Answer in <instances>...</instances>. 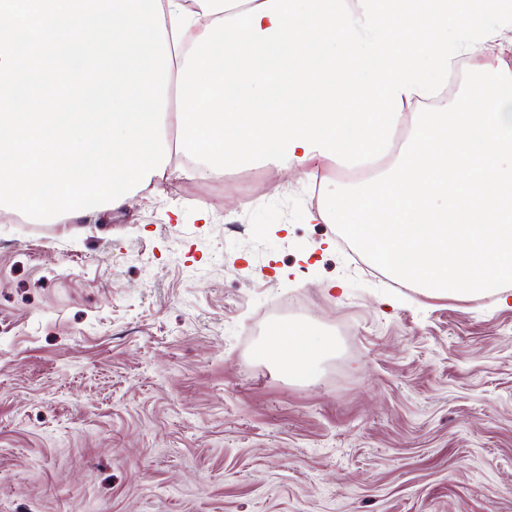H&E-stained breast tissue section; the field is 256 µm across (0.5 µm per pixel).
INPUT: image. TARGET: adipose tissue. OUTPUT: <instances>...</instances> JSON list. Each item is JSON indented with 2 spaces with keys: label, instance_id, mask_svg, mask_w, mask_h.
Segmentation results:
<instances>
[{
  "label": "adipose tissue",
  "instance_id": "obj_1",
  "mask_svg": "<svg viewBox=\"0 0 512 512\" xmlns=\"http://www.w3.org/2000/svg\"><path fill=\"white\" fill-rule=\"evenodd\" d=\"M176 77L171 153L222 173L271 167L324 181L314 223L341 227L397 280L429 298L512 285V67L494 53L512 0H161ZM481 55L463 98L447 90ZM335 337L272 327L260 356L307 377Z\"/></svg>",
  "mask_w": 512,
  "mask_h": 512
}]
</instances>
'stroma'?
Masks as SVG:
<instances>
[{"label":"stroma","instance_id":"35a3bbf8","mask_svg":"<svg viewBox=\"0 0 512 512\" xmlns=\"http://www.w3.org/2000/svg\"><path fill=\"white\" fill-rule=\"evenodd\" d=\"M276 182L243 207L174 168L93 221L0 223V512H512V292L367 275ZM295 293L353 327L307 381L251 332Z\"/></svg>","mask_w":512,"mask_h":512}]
</instances>
